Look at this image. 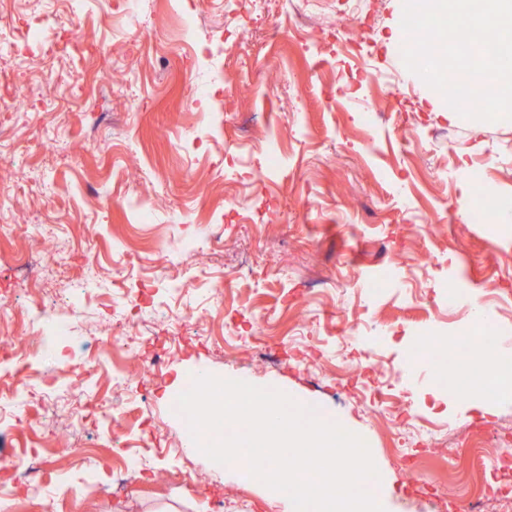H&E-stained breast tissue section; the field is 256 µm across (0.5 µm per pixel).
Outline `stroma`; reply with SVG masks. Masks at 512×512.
Here are the masks:
<instances>
[{
	"label": "stroma",
	"instance_id": "stroma-1",
	"mask_svg": "<svg viewBox=\"0 0 512 512\" xmlns=\"http://www.w3.org/2000/svg\"><path fill=\"white\" fill-rule=\"evenodd\" d=\"M311 8L314 41L297 38L288 0H267L229 43L224 0L185 12L177 0H0V30L19 46L0 54V88L48 70L58 86L0 112V183L19 187L0 211V295L15 301L0 337L30 347L38 372L0 373V385L39 392L17 428H0V448L16 452L0 468L8 512H271L245 470L185 455L165 388L199 371L296 395L359 435L380 473L365 488L385 512H462L445 508L449 453L512 434V375L491 377L501 395L485 410L410 358L421 328L475 335L473 294L492 299L512 341V219L460 211L477 194L512 199V120L477 134L435 107L395 41L403 0H361L354 31L339 26L348 0ZM314 56L326 62L315 75ZM228 198L247 218L225 212ZM18 251L40 258L36 284L22 286ZM243 259L252 275L217 287ZM130 300L142 308L130 331L147 342L117 357L128 330L112 305ZM257 309L269 358L225 354L220 336L250 332ZM44 310L69 337L38 334ZM354 321L380 373L337 375L360 355ZM154 361L151 390L135 391ZM369 386L407 389L432 416V433L410 439L419 483L391 452L400 404L370 412ZM123 445L147 462L116 488ZM36 459L49 463L37 487L23 475Z\"/></svg>",
	"mask_w": 512,
	"mask_h": 512
}]
</instances>
